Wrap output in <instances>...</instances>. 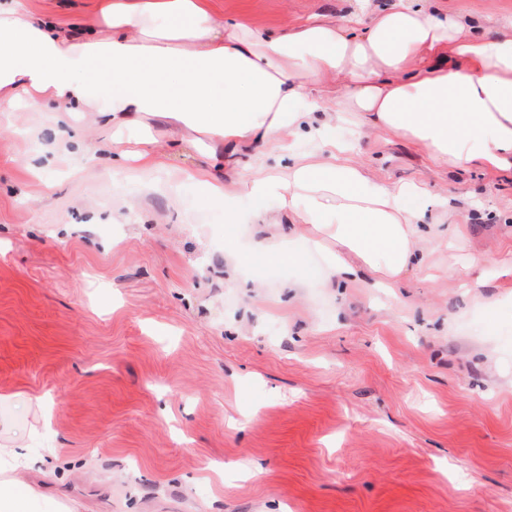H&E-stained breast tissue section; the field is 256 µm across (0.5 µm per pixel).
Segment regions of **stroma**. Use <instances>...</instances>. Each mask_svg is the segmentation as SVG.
<instances>
[{"instance_id": "35a3bbf8", "label": "stroma", "mask_w": 512, "mask_h": 512, "mask_svg": "<svg viewBox=\"0 0 512 512\" xmlns=\"http://www.w3.org/2000/svg\"><path fill=\"white\" fill-rule=\"evenodd\" d=\"M240 1L259 24L350 8ZM441 5L512 23V0ZM356 142L463 207L395 288L336 285L305 237L297 265L258 249L252 201L228 222L192 154L143 174L71 157L37 113L0 126V421L42 456L37 490L78 512H512V176Z\"/></svg>"}]
</instances>
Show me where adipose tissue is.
<instances>
[{"label":"adipose tissue","mask_w":512,"mask_h":512,"mask_svg":"<svg viewBox=\"0 0 512 512\" xmlns=\"http://www.w3.org/2000/svg\"><path fill=\"white\" fill-rule=\"evenodd\" d=\"M93 17L74 36L26 0H0V118L21 105L47 113L79 147L73 118L93 113L100 152L145 172L193 152L203 198L231 221L234 198L252 199L251 221L268 232L259 245L281 263H298L291 235L306 228L337 281L366 274L388 288L462 223L447 200L413 206L430 197L422 183L377 179L337 142L341 122L452 171L512 174V27L467 30L438 0L279 28L224 0H93ZM336 76L348 84L333 94ZM294 138L317 151L294 152ZM33 464L29 449L0 445V512H39L42 494L21 478Z\"/></svg>","instance_id":"adipose-tissue-1"}]
</instances>
